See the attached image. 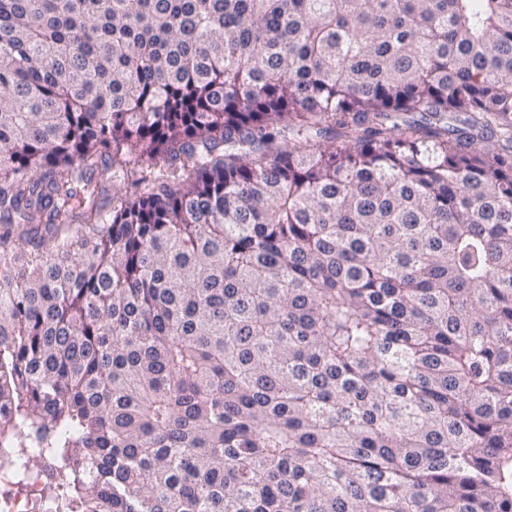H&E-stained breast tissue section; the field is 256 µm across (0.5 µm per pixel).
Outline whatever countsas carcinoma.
<instances>
[{"label":"carcinoma","instance_id":"cac0c4a2","mask_svg":"<svg viewBox=\"0 0 512 512\" xmlns=\"http://www.w3.org/2000/svg\"><path fill=\"white\" fill-rule=\"evenodd\" d=\"M0 442L52 512H512V0H0Z\"/></svg>","mask_w":512,"mask_h":512}]
</instances>
